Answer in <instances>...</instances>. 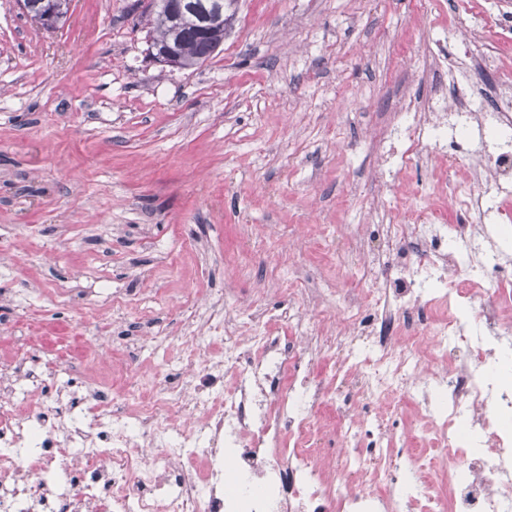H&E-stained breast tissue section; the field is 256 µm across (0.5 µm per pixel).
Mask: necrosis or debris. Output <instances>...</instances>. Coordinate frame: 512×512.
Listing matches in <instances>:
<instances>
[{"label": "necrosis or debris", "instance_id": "obj_1", "mask_svg": "<svg viewBox=\"0 0 512 512\" xmlns=\"http://www.w3.org/2000/svg\"><path fill=\"white\" fill-rule=\"evenodd\" d=\"M491 29L511 31L512 12L460 36L473 73L499 68L494 87L434 97L382 134L383 182L422 153L447 159L458 220L416 211L382 225L387 254L418 257L399 265L402 290L376 287L368 258V314L343 294L322 311L364 323L361 344L317 336L302 311L286 344L252 310L177 337L180 373L139 364L122 388L80 392L46 388L19 352L0 366V512H512V69ZM455 349L465 359H448ZM324 351L377 412L367 423L337 409L342 441L366 443L355 455L309 445L335 403L310 372ZM416 434L439 455L412 447Z\"/></svg>", "mask_w": 512, "mask_h": 512}]
</instances>
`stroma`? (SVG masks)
<instances>
[{"instance_id": "1", "label": "stroma", "mask_w": 512, "mask_h": 512, "mask_svg": "<svg viewBox=\"0 0 512 512\" xmlns=\"http://www.w3.org/2000/svg\"><path fill=\"white\" fill-rule=\"evenodd\" d=\"M135 0H71L48 31L0 0V363L46 360L78 334L177 361L130 336L195 329L196 289L269 315L357 285V231L406 220L452 174L431 155L404 192L376 174L401 105L455 77L459 0H234L223 44L173 69L147 56Z\"/></svg>"}]
</instances>
